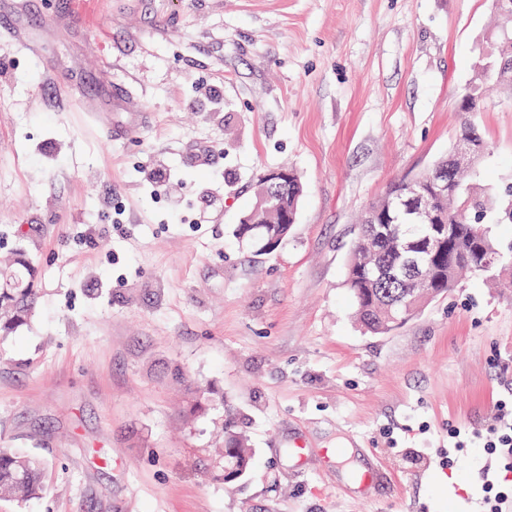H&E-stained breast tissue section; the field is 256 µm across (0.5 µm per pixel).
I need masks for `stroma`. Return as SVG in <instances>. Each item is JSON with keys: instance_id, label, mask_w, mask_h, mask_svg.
<instances>
[{"instance_id": "1", "label": "stroma", "mask_w": 512, "mask_h": 512, "mask_svg": "<svg viewBox=\"0 0 512 512\" xmlns=\"http://www.w3.org/2000/svg\"><path fill=\"white\" fill-rule=\"evenodd\" d=\"M0 6L21 34L0 39V263L42 271L0 341V448L48 464L43 497L0 512H483L484 480L512 485L473 445L512 397V288L467 278L373 334L345 285L361 214L465 119L492 146L484 184L512 180V96L457 100L492 0H91L101 42L72 0ZM280 168L304 186L296 222L254 253L233 230ZM228 427L253 453L231 484ZM376 467L360 496L348 473Z\"/></svg>"}]
</instances>
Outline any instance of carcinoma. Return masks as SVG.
Returning a JSON list of instances; mask_svg holds the SVG:
<instances>
[{"label": "carcinoma", "instance_id": "carcinoma-1", "mask_svg": "<svg viewBox=\"0 0 512 512\" xmlns=\"http://www.w3.org/2000/svg\"><path fill=\"white\" fill-rule=\"evenodd\" d=\"M497 13L496 43L486 56L491 59L512 57V0H504V7ZM488 83H496L507 91L512 78L500 80L474 70L471 82L462 91L482 99L483 86ZM457 144L472 149V170L491 151L490 143L469 121L460 128ZM403 183L402 179L394 182L384 196L365 211L347 266L346 284L354 298L358 319L365 329L375 334L386 333L409 318L404 302L412 299L413 284L402 269L393 238L378 234L368 224L369 214L373 212L377 222L387 225L391 231L418 235L414 217L392 204L393 195L401 190ZM302 193L301 182L295 173H290L288 182L279 187L280 204L288 212V223L277 224L275 219L250 210L243 216L244 222L235 227L237 241L255 252L264 245L283 241L295 224ZM432 204L445 223L457 228L452 263L444 259L426 272L432 283L433 297L448 293L466 274L485 279L499 277L505 251L492 238L491 225L512 224V185L491 193L467 178V170L460 169L448 179V192L437 194ZM477 231L482 232L483 246L487 256L492 258L488 270L481 268L484 257L472 249L471 236ZM39 275L35 260L23 253L17 254L11 265L0 268V338L12 335L27 324L39 299L35 288ZM393 295L403 297V302L390 304ZM251 455L252 449L244 436L231 429L225 431L224 476L235 474L242 478ZM45 471L46 462L42 459L21 449L0 448V499L23 503L39 497L44 490Z\"/></svg>", "mask_w": 512, "mask_h": 512}]
</instances>
